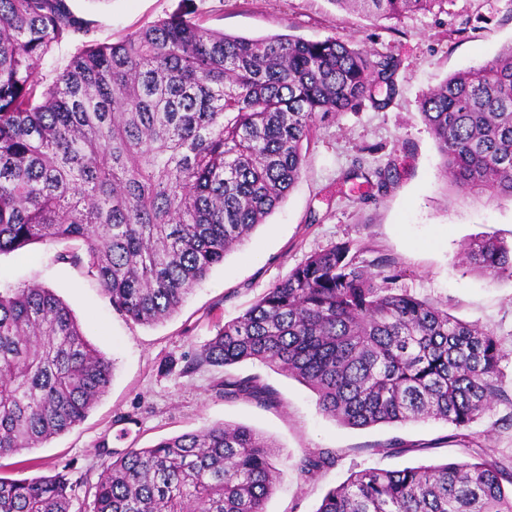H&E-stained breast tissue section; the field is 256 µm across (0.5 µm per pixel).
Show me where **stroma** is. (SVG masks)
I'll use <instances>...</instances> for the list:
<instances>
[{"label": "stroma", "mask_w": 512, "mask_h": 512, "mask_svg": "<svg viewBox=\"0 0 512 512\" xmlns=\"http://www.w3.org/2000/svg\"><path fill=\"white\" fill-rule=\"evenodd\" d=\"M90 20L93 38L112 44L153 22L182 15L202 27L250 38L291 34L306 40L342 37L398 55L401 91L385 110L362 106L317 128L301 179L251 238L229 252L180 310L154 325L115 312L83 269L58 262V246L35 243L0 256V284L36 282L72 309L91 344L113 360L112 381L87 418L29 453L35 474L68 470L96 482L102 447L144 448L215 423L244 424L276 445L279 477L266 512H316L352 472L399 470L466 460V446L492 449L512 464V404L501 401L456 439L435 420L357 428L324 416L315 393L287 373L245 361L230 374L257 377L277 401L260 406L215 394V368L182 374L185 355L218 325L253 305L309 255L347 242L368 268L392 265L395 292L447 309L497 337L503 386L512 395V279H489L466 264L465 243L492 237L512 245V202L462 198L440 174L436 142L419 112L423 93L451 75L480 66L512 44V0H443L429 11L375 19L331 0H70ZM395 163L398 177L378 201H363L351 169ZM130 414L134 423L122 422ZM324 451L334 462L314 477L299 463Z\"/></svg>", "instance_id": "1"}]
</instances>
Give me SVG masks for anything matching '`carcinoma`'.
I'll return each instance as SVG.
<instances>
[{"mask_svg":"<svg viewBox=\"0 0 512 512\" xmlns=\"http://www.w3.org/2000/svg\"><path fill=\"white\" fill-rule=\"evenodd\" d=\"M378 18L440 0H333ZM69 0H0V256L69 243L57 260L85 270L113 310L140 324L176 313L210 270L285 199L319 124L399 94L401 61L339 37L307 41L215 33L180 17L93 45ZM76 44L50 84L37 68ZM420 114L457 193L512 201V44L423 94ZM376 177L385 194L396 166ZM466 262L512 278V246L475 237ZM348 243L308 256L184 367L258 361L305 383L343 425L441 420L468 427L497 401L499 344L476 323L388 286ZM113 362L68 305L40 285L0 289V460L80 424L110 386ZM211 390L259 404L275 393L249 377ZM478 461L364 469L317 512H512V469ZM85 512H266L274 445L219 423L148 448L105 451ZM329 455L300 461L306 475ZM64 471L0 473V512H73Z\"/></svg>","mask_w":512,"mask_h":512,"instance_id":"1","label":"carcinoma"}]
</instances>
